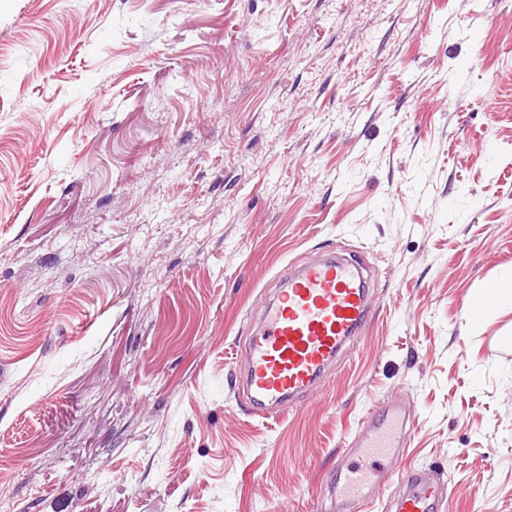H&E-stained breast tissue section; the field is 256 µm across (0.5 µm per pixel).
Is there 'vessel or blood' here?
I'll return each instance as SVG.
<instances>
[{"mask_svg":"<svg viewBox=\"0 0 512 512\" xmlns=\"http://www.w3.org/2000/svg\"><path fill=\"white\" fill-rule=\"evenodd\" d=\"M371 288L362 258L337 251L292 262L257 317L245 347L244 371L233 389L249 414L276 422L301 406L329 379L336 358L371 320ZM411 428L405 406L391 400L369 413L348 444L349 464L337 467L327 490L346 512L379 497V474L355 478L356 458L394 466ZM389 512H441V490L432 470L406 473Z\"/></svg>","mask_w":512,"mask_h":512,"instance_id":"obj_1","label":"vessel or blood"}]
</instances>
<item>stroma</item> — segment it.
<instances>
[{
    "instance_id": "35a3bbf8",
    "label": "stroma",
    "mask_w": 512,
    "mask_h": 512,
    "mask_svg": "<svg viewBox=\"0 0 512 512\" xmlns=\"http://www.w3.org/2000/svg\"><path fill=\"white\" fill-rule=\"evenodd\" d=\"M355 249L319 393L240 408L247 317ZM512 0H0V512H320L366 414L512 512Z\"/></svg>"
}]
</instances>
